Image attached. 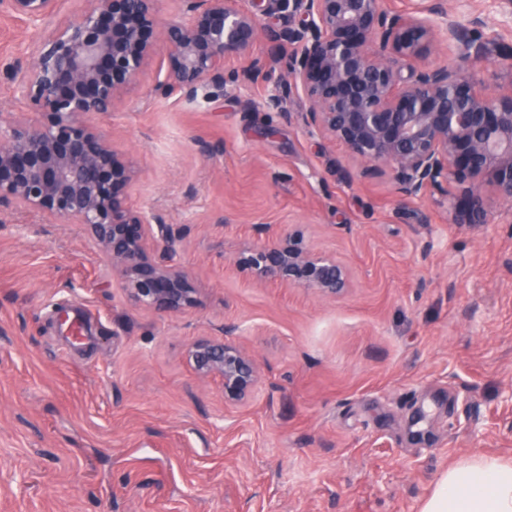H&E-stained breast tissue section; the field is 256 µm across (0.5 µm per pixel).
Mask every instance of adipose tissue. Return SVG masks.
I'll return each mask as SVG.
<instances>
[{"mask_svg": "<svg viewBox=\"0 0 512 512\" xmlns=\"http://www.w3.org/2000/svg\"><path fill=\"white\" fill-rule=\"evenodd\" d=\"M420 512H512V459L476 455L449 467Z\"/></svg>", "mask_w": 512, "mask_h": 512, "instance_id": "ef3b65f1", "label": "adipose tissue"}]
</instances>
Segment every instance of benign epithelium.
<instances>
[{
	"instance_id": "obj_1",
	"label": "benign epithelium",
	"mask_w": 512,
	"mask_h": 512,
	"mask_svg": "<svg viewBox=\"0 0 512 512\" xmlns=\"http://www.w3.org/2000/svg\"><path fill=\"white\" fill-rule=\"evenodd\" d=\"M57 2L6 0L15 18L31 23L52 16ZM82 2L41 38L22 72L37 120L0 113V208L82 226L137 306L183 313L196 305L198 289L175 261L170 225L129 206L137 173L90 117L123 105L160 43L168 57L155 91L193 100L239 77L267 79V63L253 49L262 39L273 42L284 53L286 78L265 98L266 110L311 136L343 142L385 169L408 199L454 188L457 224L486 223L484 185L512 202V56L474 38L443 0H415L405 12L386 9L383 0H263L259 15L240 0H179V15L166 23L158 0ZM283 12L293 17L288 27L264 22ZM444 40L459 65L429 61ZM496 58L505 91L461 72L464 63ZM232 60L247 64L228 75ZM293 95L305 108L292 114ZM234 265L257 284L310 288L325 298L343 295L351 283L344 263L319 255L297 232L244 248ZM186 362L199 379H220L227 401L246 402L261 382L256 360L237 343L197 341Z\"/></svg>"
}]
</instances>
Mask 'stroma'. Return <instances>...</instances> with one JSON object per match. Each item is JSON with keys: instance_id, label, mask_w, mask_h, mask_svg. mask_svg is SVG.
<instances>
[{"instance_id": "1", "label": "stroma", "mask_w": 512, "mask_h": 512, "mask_svg": "<svg viewBox=\"0 0 512 512\" xmlns=\"http://www.w3.org/2000/svg\"><path fill=\"white\" fill-rule=\"evenodd\" d=\"M512 52V0H472ZM38 27L0 4V113H28L8 67ZM266 82L195 100L153 92L158 47L120 110L95 116L132 161L130 204L183 240L198 302L130 303L75 224L0 211V512H419L448 467L512 458V219L456 224L444 197H400L388 174L263 109ZM300 232L352 286H257L232 261ZM242 343L261 383L225 401L185 353Z\"/></svg>"}]
</instances>
